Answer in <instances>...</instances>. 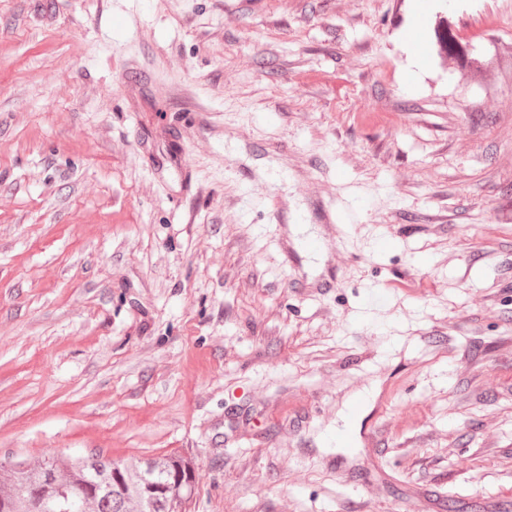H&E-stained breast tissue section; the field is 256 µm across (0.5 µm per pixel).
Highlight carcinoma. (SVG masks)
I'll return each mask as SVG.
<instances>
[{
	"label": "carcinoma",
	"instance_id": "carcinoma-1",
	"mask_svg": "<svg viewBox=\"0 0 512 512\" xmlns=\"http://www.w3.org/2000/svg\"><path fill=\"white\" fill-rule=\"evenodd\" d=\"M0 512H39L26 495L45 487L50 512H186L196 483L190 459L178 451L126 465L102 455L78 456L65 468L45 459L35 468L0 462Z\"/></svg>",
	"mask_w": 512,
	"mask_h": 512
}]
</instances>
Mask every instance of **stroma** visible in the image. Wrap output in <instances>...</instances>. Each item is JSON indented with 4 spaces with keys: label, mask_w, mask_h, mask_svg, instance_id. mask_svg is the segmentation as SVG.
I'll use <instances>...</instances> for the list:
<instances>
[{
    "label": "stroma",
    "mask_w": 512,
    "mask_h": 512,
    "mask_svg": "<svg viewBox=\"0 0 512 512\" xmlns=\"http://www.w3.org/2000/svg\"><path fill=\"white\" fill-rule=\"evenodd\" d=\"M502 3L0 0V459L176 450L191 512H512Z\"/></svg>",
    "instance_id": "stroma-1"
}]
</instances>
